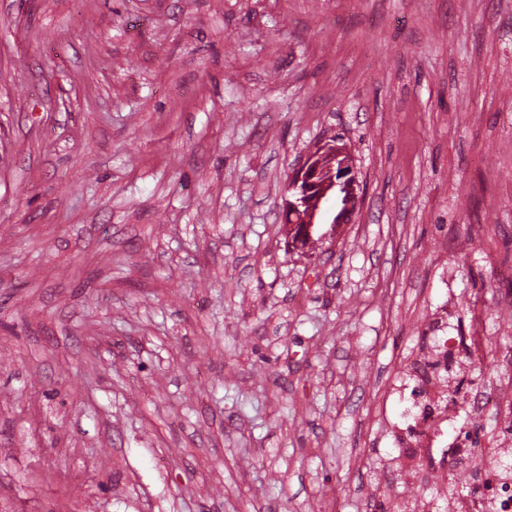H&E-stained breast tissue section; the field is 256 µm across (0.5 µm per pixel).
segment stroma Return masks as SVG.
Here are the masks:
<instances>
[{
  "label": "stroma",
  "mask_w": 512,
  "mask_h": 512,
  "mask_svg": "<svg viewBox=\"0 0 512 512\" xmlns=\"http://www.w3.org/2000/svg\"><path fill=\"white\" fill-rule=\"evenodd\" d=\"M510 74L512 0H0V512H397L431 314L512 349ZM338 138L317 144L303 163L289 177L291 186L285 199L283 234L288 246L296 250L308 249L314 241L315 224H321L324 201L343 191V204L330 224L332 231L341 224H349L360 202V184L352 156Z\"/></svg>",
  "instance_id": "35a3bbf8"
}]
</instances>
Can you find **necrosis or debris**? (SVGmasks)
I'll use <instances>...</instances> for the list:
<instances>
[{
    "instance_id": "necrosis-or-debris-1",
    "label": "necrosis or debris",
    "mask_w": 512,
    "mask_h": 512,
    "mask_svg": "<svg viewBox=\"0 0 512 512\" xmlns=\"http://www.w3.org/2000/svg\"><path fill=\"white\" fill-rule=\"evenodd\" d=\"M483 339L456 337L454 342L404 359L402 369L411 377L421 401L399 439L403 450L401 470L406 488L402 512H430L431 503L412 488L419 480L422 461H436L470 477L472 490L454 501L452 512H486L489 500H496L498 512H512V475L498 467L500 449L473 447L463 432H449V424L460 412L478 418L495 412L512 422V371L499 373L497 387L469 392L458 400L448 389V376L455 367L480 358Z\"/></svg>"
}]
</instances>
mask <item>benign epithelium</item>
<instances>
[{
  "mask_svg": "<svg viewBox=\"0 0 512 512\" xmlns=\"http://www.w3.org/2000/svg\"><path fill=\"white\" fill-rule=\"evenodd\" d=\"M289 182L282 230L288 246L296 250L310 247L315 224L322 219L323 203L336 195V190L343 191V204L331 221L332 229L350 223L357 212L360 184L347 146L338 143L336 138L309 151Z\"/></svg>",
  "mask_w": 512,
  "mask_h": 512,
  "instance_id": "1",
  "label": "benign epithelium"
}]
</instances>
